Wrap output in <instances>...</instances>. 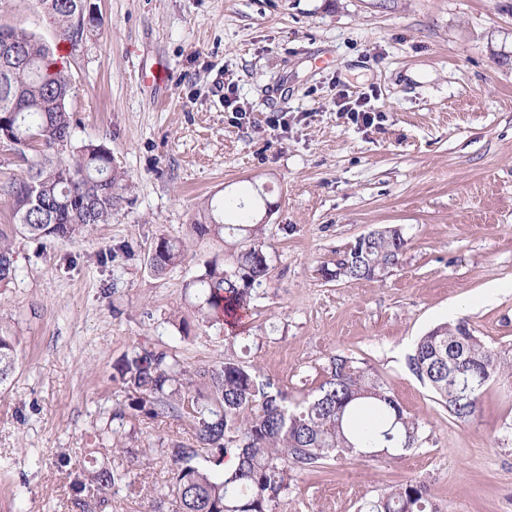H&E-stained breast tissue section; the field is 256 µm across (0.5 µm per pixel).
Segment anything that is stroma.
<instances>
[{
  "instance_id": "1",
  "label": "stroma",
  "mask_w": 512,
  "mask_h": 512,
  "mask_svg": "<svg viewBox=\"0 0 512 512\" xmlns=\"http://www.w3.org/2000/svg\"><path fill=\"white\" fill-rule=\"evenodd\" d=\"M102 35L61 44L80 141L106 140L133 187L83 242L15 238L0 327L20 338L0 389V512H148L174 471L165 442L188 420L128 422L144 456L106 500L75 493L84 449L126 393L114 365L138 345L185 363L224 359L221 326L194 320L184 285L223 243L152 275L147 252L180 238L209 197L264 190L271 278L232 349L289 395L331 355L366 363L422 423L395 462L338 457L298 474L283 512H359L389 486L426 482L441 512H512V374L478 418L451 417L407 366L418 336L468 320L512 353V0H95ZM54 41L38 0H0V25ZM166 85L145 79L156 64ZM235 88L237 110L224 106ZM374 113L352 122L339 103ZM403 227L383 281L328 282L363 234ZM128 243L133 257L113 254Z\"/></svg>"
}]
</instances>
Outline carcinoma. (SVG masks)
I'll return each mask as SVG.
<instances>
[{
  "mask_svg": "<svg viewBox=\"0 0 512 512\" xmlns=\"http://www.w3.org/2000/svg\"><path fill=\"white\" fill-rule=\"evenodd\" d=\"M58 41L75 47L101 34V19L86 18L82 0H39ZM18 42L4 51L3 36ZM54 49L21 26L0 25V143L10 145L26 165L20 178L0 183L15 233L37 242H75L98 224H109L131 188L103 141L75 139L67 70L49 68ZM266 201L210 202L188 225V239L160 235L148 253L150 271L162 276L181 266L187 240L224 242V253L205 260L185 284L196 292L203 323L239 321L251 310L258 290L270 279L266 227L257 216ZM403 228L384 226L367 245L355 241L328 281L381 280L402 263ZM12 244L0 231V288L16 278ZM19 337L0 328V388L18 364ZM409 370L429 387L451 416L475 420L489 384L512 370V356L487 346L469 323L459 320L429 330L407 357ZM127 404L109 414L98 434L100 456H90L74 482L79 492L107 493L128 478L108 455L136 457L128 421L140 415L186 417L192 442H171L175 480L165 496L175 512H282L296 473L336 457L396 460L422 445L421 422L404 412L380 378L359 359L334 354L310 395L292 402L288 392L253 372L235 357L219 364L188 365L177 355L135 347L116 367ZM234 453L238 468L220 471ZM366 512H441L423 481L396 484L371 501Z\"/></svg>",
  "mask_w": 512,
  "mask_h": 512,
  "instance_id": "cac0c4a2",
  "label": "carcinoma"
}]
</instances>
